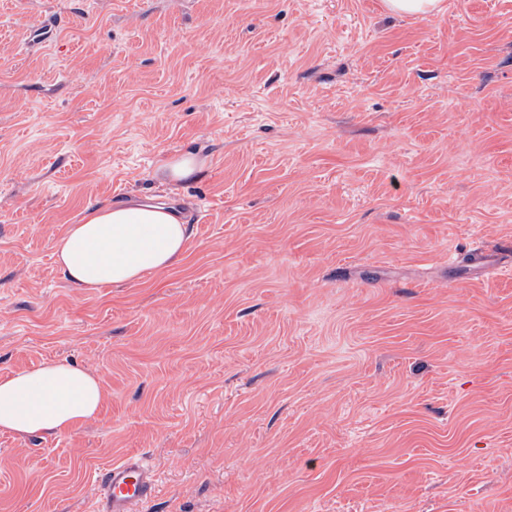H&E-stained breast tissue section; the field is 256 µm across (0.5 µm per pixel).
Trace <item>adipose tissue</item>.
Returning a JSON list of instances; mask_svg holds the SVG:
<instances>
[{
    "mask_svg": "<svg viewBox=\"0 0 512 512\" xmlns=\"http://www.w3.org/2000/svg\"><path fill=\"white\" fill-rule=\"evenodd\" d=\"M189 228L165 202L99 206L68 225L55 243L56 264L75 286L96 291L136 282L183 256ZM106 399L98 378L62 360L0 377V428L20 436L72 430Z\"/></svg>",
    "mask_w": 512,
    "mask_h": 512,
    "instance_id": "obj_1",
    "label": "adipose tissue"
}]
</instances>
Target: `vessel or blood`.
Listing matches in <instances>:
<instances>
[{"instance_id":"b4317fda","label":"vessel or blood","mask_w":512,"mask_h":512,"mask_svg":"<svg viewBox=\"0 0 512 512\" xmlns=\"http://www.w3.org/2000/svg\"><path fill=\"white\" fill-rule=\"evenodd\" d=\"M101 505L98 512H133L135 505L150 499L157 474L139 454L112 463L99 478Z\"/></svg>"}]
</instances>
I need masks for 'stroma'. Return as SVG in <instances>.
<instances>
[{
	"instance_id": "stroma-1",
	"label": "stroma",
	"mask_w": 512,
	"mask_h": 512,
	"mask_svg": "<svg viewBox=\"0 0 512 512\" xmlns=\"http://www.w3.org/2000/svg\"><path fill=\"white\" fill-rule=\"evenodd\" d=\"M146 199L182 261L61 275ZM49 359L107 399L0 429V512H94L129 454L138 512H512V0H0V376ZM385 4L394 13L424 16L437 10L440 0H385ZM202 162L191 152L167 160L161 166L163 174L172 181L181 182L195 178L201 170ZM189 234L188 224L166 202L92 207L56 241V264L67 280L86 291L134 283L146 272L177 263ZM101 506L98 512H133V507L154 494L157 474L139 454L112 463L99 478Z\"/></svg>"
}]
</instances>
